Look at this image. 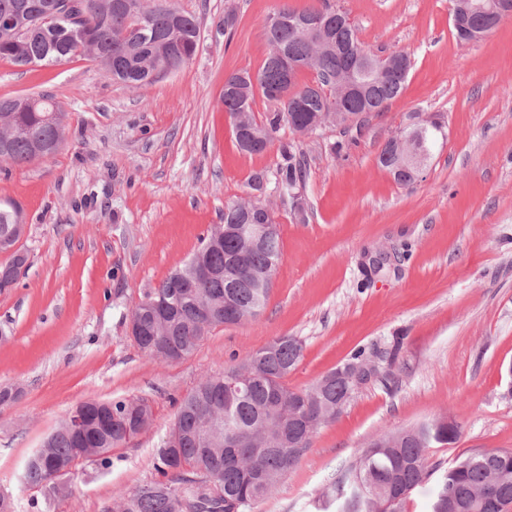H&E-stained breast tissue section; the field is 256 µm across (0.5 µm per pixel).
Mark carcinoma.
<instances>
[{"label": "carcinoma", "mask_w": 512, "mask_h": 512, "mask_svg": "<svg viewBox=\"0 0 512 512\" xmlns=\"http://www.w3.org/2000/svg\"><path fill=\"white\" fill-rule=\"evenodd\" d=\"M41 6L43 25L34 32L24 31L10 41L0 40V59L16 66L57 64L76 57H87L102 64L93 50L100 51L112 64V79L139 88L152 83L155 69L166 73L179 69L195 55L200 38L196 17L175 6L174 0H153L145 26L133 11L119 6L123 0H83L85 8L76 20L56 15L51 5L58 0H30ZM264 25L269 52L257 74L248 71L224 76V111L249 113V124L235 131L238 145L257 132L264 137L257 152L264 151L280 128L294 116L293 103L301 101L305 112H332L340 107L356 117L360 112H381L398 97L405 86L411 64L397 54L402 65L393 77L370 82L367 95L358 101H336V73L353 65L352 50L372 58L374 53L358 39L345 14L310 7L295 11L283 5ZM318 20L327 26L337 47L325 50L313 68L312 83H301L298 74L310 57L313 44L301 29V22ZM299 64L293 75L282 69L277 52ZM276 105L265 121L253 115L256 91ZM42 104L18 111L16 98H0V126L11 129L7 153L0 163L21 167L35 161V145L56 135L47 119L48 96ZM443 133L430 128L415 144L418 152H434L444 141ZM283 163L277 169L281 190L290 193L303 182V168L292 147L282 149ZM245 217L224 208V234L212 243L204 237L194 253L214 270L219 278L194 288H175L172 282L189 276L191 261L174 269L157 288L146 293L134 314L144 324V334L135 343L151 359L167 362L168 351L178 349L181 358L194 353L207 332L198 325V306L208 303L219 312L216 325H233L257 316L269 296L271 282L281 257L280 235L274 233L261 244H251L242 232ZM23 223L20 209L12 202H0V239H10L12 249L0 263V275L12 273L17 265L21 236L15 227ZM238 260L240 266L225 274L226 265ZM265 287L258 288L256 284ZM302 344L291 336H281L266 346L248 353L224 372L209 376L177 407L171 429L181 432L177 448L168 443L157 449L159 478L112 499L101 512H244L265 499L280 478L299 462L311 447L318 427L336 417L352 392L336 380L331 371L306 389L288 387L286 378L302 357ZM110 422L101 427L94 440L80 445L61 429L40 448L45 460L75 461V449L83 446L87 454L104 465L110 464L112 449L127 444L152 422L149 405L139 398L107 402ZM457 426L443 420L416 428L387 432L336 476V512H403L411 494L436 477L430 512H448V495H453L459 512H471L478 494H494V501L512 502V451L477 452L458 458L447 469L437 472L428 465V449L434 444L448 445L457 440ZM25 481L34 487L46 484L47 475L40 463L28 461Z\"/></svg>", "instance_id": "1"}]
</instances>
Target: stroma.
Instances as JSON below:
<instances>
[{"label":"stroma","mask_w":512,"mask_h":512,"mask_svg":"<svg viewBox=\"0 0 512 512\" xmlns=\"http://www.w3.org/2000/svg\"><path fill=\"white\" fill-rule=\"evenodd\" d=\"M284 3L346 12L364 46L407 54L412 68L383 112L305 137L284 126L250 155L220 102L224 76L259 70L264 22ZM175 4L200 21L198 52L140 89L81 58L26 68L0 60V97L50 95L69 122L54 156L0 163V200L22 208L20 245L30 257L16 287L0 293V389L21 390L0 406V494L16 512H100L156 477L176 400L280 336L303 346L292 388L311 386L356 350L382 357L250 512H336L327 488L362 448L439 418L460 435L430 448L429 466L512 450V19L462 44L452 0ZM417 113L439 115L447 138L422 180L401 186L378 156ZM286 144L305 163L293 198L277 184ZM248 199L266 202L280 226L264 310L212 329L186 359L152 360L129 334L135 306L189 259L225 205ZM123 398L145 400L153 420L113 449L109 465L79 461L57 496L24 483L26 461L73 407Z\"/></svg>","instance_id":"35a3bbf8"}]
</instances>
